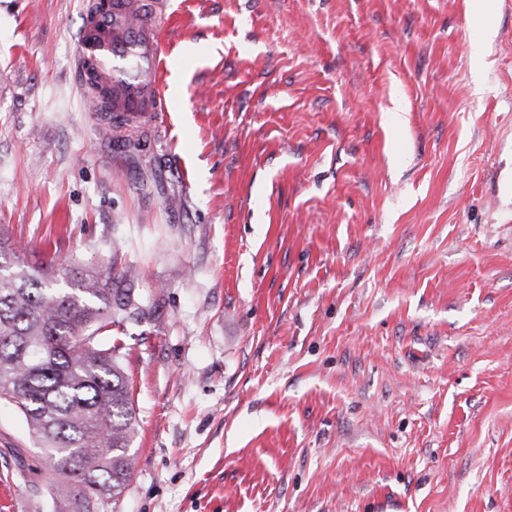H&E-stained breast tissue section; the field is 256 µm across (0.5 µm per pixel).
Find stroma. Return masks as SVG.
Returning <instances> with one entry per match:
<instances>
[{"mask_svg":"<svg viewBox=\"0 0 512 512\" xmlns=\"http://www.w3.org/2000/svg\"><path fill=\"white\" fill-rule=\"evenodd\" d=\"M91 0H0V232L114 264L115 512H512V0H190L161 138L86 111ZM0 405V512H50Z\"/></svg>","mask_w":512,"mask_h":512,"instance_id":"1","label":"stroma"}]
</instances>
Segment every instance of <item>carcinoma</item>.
<instances>
[{"mask_svg":"<svg viewBox=\"0 0 512 512\" xmlns=\"http://www.w3.org/2000/svg\"><path fill=\"white\" fill-rule=\"evenodd\" d=\"M114 268L30 266L0 236V403L25 417L54 512H107L131 478L137 419L123 345L132 305Z\"/></svg>","mask_w":512,"mask_h":512,"instance_id":"cac0c4a2","label":"carcinoma"}]
</instances>
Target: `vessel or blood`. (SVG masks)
Segmentation results:
<instances>
[{
	"label": "vessel or blood",
	"instance_id": "b4317fda",
	"mask_svg": "<svg viewBox=\"0 0 512 512\" xmlns=\"http://www.w3.org/2000/svg\"><path fill=\"white\" fill-rule=\"evenodd\" d=\"M92 22L77 32V65L85 103L108 127L151 134L168 111L165 89L177 19L150 0H93Z\"/></svg>",
	"mask_w": 512,
	"mask_h": 512
}]
</instances>
